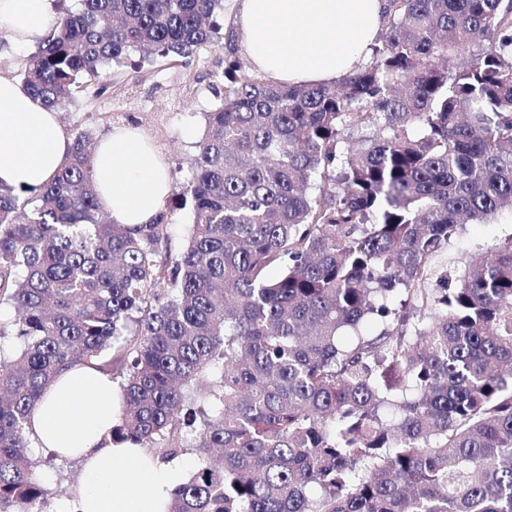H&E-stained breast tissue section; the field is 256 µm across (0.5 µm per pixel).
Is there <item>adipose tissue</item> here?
I'll use <instances>...</instances> for the list:
<instances>
[{
    "label": "adipose tissue",
    "mask_w": 512,
    "mask_h": 512,
    "mask_svg": "<svg viewBox=\"0 0 512 512\" xmlns=\"http://www.w3.org/2000/svg\"><path fill=\"white\" fill-rule=\"evenodd\" d=\"M385 0H239V45L255 69L291 85L341 81L368 55L384 23ZM55 0H0V30L16 44L44 41L56 30ZM70 141L55 112L15 78L0 74V185L37 189L61 168ZM101 210L114 223H149L171 192L158 152L138 129L117 127L92 156ZM118 389L94 363L59 370L31 415L32 447L77 461L82 480L60 512H160L178 468L141 448L113 445L109 431Z\"/></svg>",
    "instance_id": "ef3b65f1"
}]
</instances>
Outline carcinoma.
Returning <instances> with one entry per match:
<instances>
[{
    "instance_id": "cac0c4a2",
    "label": "carcinoma",
    "mask_w": 512,
    "mask_h": 512,
    "mask_svg": "<svg viewBox=\"0 0 512 512\" xmlns=\"http://www.w3.org/2000/svg\"><path fill=\"white\" fill-rule=\"evenodd\" d=\"M81 5L22 72L47 109L133 52L215 46L224 86L179 249L165 207L104 218L90 130L31 216L0 186V512H48L30 415L105 358L112 443L194 449L165 512H512V236L431 266L512 214V0H387L369 62L311 86L242 68L224 0ZM511 235L512 222L507 212L498 224H464L457 236L435 256L433 266L439 271H447L448 278L455 280L465 272L476 255Z\"/></svg>"
}]
</instances>
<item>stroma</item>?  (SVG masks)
Masks as SVG:
<instances>
[{
    "label": "stroma",
    "mask_w": 512,
    "mask_h": 512,
    "mask_svg": "<svg viewBox=\"0 0 512 512\" xmlns=\"http://www.w3.org/2000/svg\"><path fill=\"white\" fill-rule=\"evenodd\" d=\"M223 72L224 55L212 47L184 57L155 55L137 68L125 62L113 67L105 92L88 87L60 105L56 114L68 134L79 126L93 129L101 138L117 126L136 127L161 153L172 185L179 186L192 174L195 145L204 131L202 114L215 103L209 84L214 75ZM511 236L512 221L508 219L497 224L463 225L433 264L447 272L449 279H456L476 255ZM40 472L54 508L69 498L71 486L81 478L77 462L47 455Z\"/></svg>",
    "instance_id": "obj_1"
}]
</instances>
